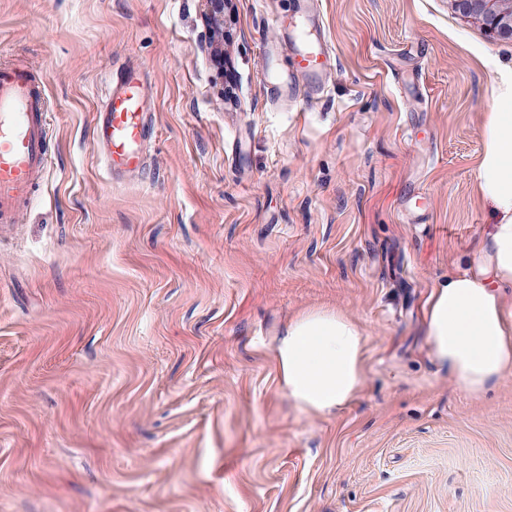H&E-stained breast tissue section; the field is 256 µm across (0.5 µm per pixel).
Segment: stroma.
I'll return each instance as SVG.
<instances>
[{
    "mask_svg": "<svg viewBox=\"0 0 512 512\" xmlns=\"http://www.w3.org/2000/svg\"><path fill=\"white\" fill-rule=\"evenodd\" d=\"M325 91L263 79L274 17L231 0H0V62L46 79L51 168L0 226V512H512V373L462 390L425 310L493 222L474 171L512 43L448 0H318ZM142 67L145 169L110 182L105 78ZM365 332V382L300 410L274 359L309 309Z\"/></svg>",
    "mask_w": 512,
    "mask_h": 512,
    "instance_id": "obj_1",
    "label": "stroma"
}]
</instances>
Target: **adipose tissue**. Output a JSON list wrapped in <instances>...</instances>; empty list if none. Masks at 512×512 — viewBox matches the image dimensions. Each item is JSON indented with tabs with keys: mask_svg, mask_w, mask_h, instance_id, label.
Returning <instances> with one entry per match:
<instances>
[{
	"mask_svg": "<svg viewBox=\"0 0 512 512\" xmlns=\"http://www.w3.org/2000/svg\"><path fill=\"white\" fill-rule=\"evenodd\" d=\"M490 112L481 124L483 152L475 187L495 222L467 271L449 275L427 302L426 330L439 367L479 393L512 371V65L493 63ZM361 327L340 312L311 310L289 324L275 348L281 382L303 411L323 415L345 406L364 378Z\"/></svg>",
	"mask_w": 512,
	"mask_h": 512,
	"instance_id": "ef3b65f1",
	"label": "adipose tissue"
}]
</instances>
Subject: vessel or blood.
<instances>
[{
  "mask_svg": "<svg viewBox=\"0 0 512 512\" xmlns=\"http://www.w3.org/2000/svg\"><path fill=\"white\" fill-rule=\"evenodd\" d=\"M317 0H298L297 18L276 19L283 32H296L295 48L301 73L317 86L333 51L317 29ZM154 112L148 87L138 65L113 70L96 115L95 146L112 180L134 177L150 149ZM48 111L45 97L31 70L24 65L0 67V220L13 221L29 205L33 188L49 166L46 140Z\"/></svg>",
  "mask_w": 512,
  "mask_h": 512,
  "instance_id": "1",
  "label": "vessel or blood"
}]
</instances>
